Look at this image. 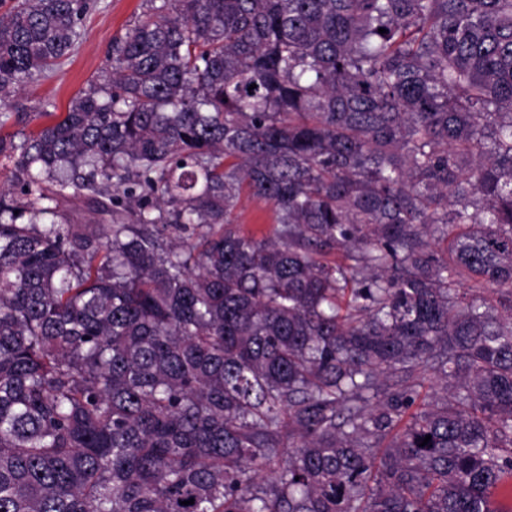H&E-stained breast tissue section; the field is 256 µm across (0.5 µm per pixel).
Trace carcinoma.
<instances>
[{
	"mask_svg": "<svg viewBox=\"0 0 512 512\" xmlns=\"http://www.w3.org/2000/svg\"><path fill=\"white\" fill-rule=\"evenodd\" d=\"M145 3L17 145L94 0H0V512H504L512 0ZM19 152L0 154V186L17 192L22 175L16 170L15 161ZM97 198L99 201L107 202V196H92L84 191L80 195H72L69 191L66 196L58 197L52 207L56 206V211L62 214L71 224H84L89 230L97 229V224H102V216L97 207L93 204L91 198ZM237 224L245 233L257 238L273 236L272 211L265 203L243 197L236 211Z\"/></svg>",
	"mask_w": 512,
	"mask_h": 512,
	"instance_id": "carcinoma-1",
	"label": "carcinoma"
}]
</instances>
